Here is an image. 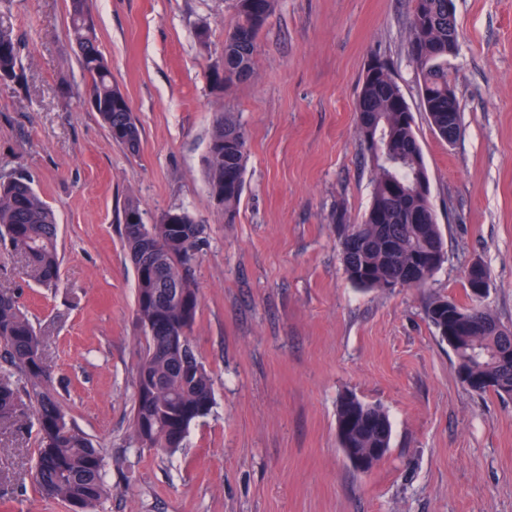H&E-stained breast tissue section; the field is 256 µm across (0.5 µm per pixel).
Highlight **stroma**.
<instances>
[{"label": "stroma", "instance_id": "obj_1", "mask_svg": "<svg viewBox=\"0 0 512 512\" xmlns=\"http://www.w3.org/2000/svg\"><path fill=\"white\" fill-rule=\"evenodd\" d=\"M99 48L142 127L138 154L83 103L69 0H0L22 86L0 84V177L26 174L56 210L61 281L48 289L0 247L44 345L56 397L105 455L100 512H512V398L477 394L425 316L430 297L470 302L465 271L489 275L485 306L512 328V0H454L448 61L463 132H433L407 53L412 0H277L255 76L225 89L206 73L236 0H89ZM209 24L210 42L195 38ZM386 60L415 118L447 260L430 288L362 292L339 257L338 223L371 200L353 115L362 77ZM245 126L235 223L205 177L213 121ZM184 209L205 226L192 332L214 379L211 412L159 456L130 439L143 333L122 212ZM381 404L391 448L366 474L336 445V405ZM30 421L0 431V512H69L34 481Z\"/></svg>", "mask_w": 512, "mask_h": 512}]
</instances>
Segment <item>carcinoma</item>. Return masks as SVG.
<instances>
[{"mask_svg": "<svg viewBox=\"0 0 512 512\" xmlns=\"http://www.w3.org/2000/svg\"><path fill=\"white\" fill-rule=\"evenodd\" d=\"M407 23V46L421 77L420 100L435 134L448 137V108L459 111L448 73V0H414ZM276 0H237L235 23L224 34V77L209 73L218 86L254 74L257 38L274 13ZM69 33L100 116L113 141L135 154L141 130L127 97L112 83V71L99 49L89 0H69ZM19 46L10 27L0 21V82L22 85ZM354 126L361 151L370 163L371 203L357 224L339 225L345 273L361 291L380 290L416 273L414 288L428 284L447 259L431 201L422 148L413 112L390 65L378 60L364 76ZM248 134L228 113L214 120L206 174L210 194H224V223L238 214L244 189ZM166 224L154 219L145 234L132 231L145 223V212L130 199L122 213V239L135 273V317L144 335L136 366L132 416L133 443L172 455L183 446L189 426L214 404L213 379L197 358L192 343L199 295L194 264L199 259L204 226L184 210H168ZM55 210L18 174L0 177V243L22 261L23 273L46 288L57 286L58 252ZM488 277L484 266L468 269L471 304L459 306L433 298L425 315L456 358L460 380L471 390L512 396V329L482 304L478 284ZM186 328L185 347L165 350L167 336ZM0 351L4 361L24 376V393L33 408L41 437L36 481L48 497L66 503L80 500L98 512L109 491L103 477L105 456L61 408L51 387L43 344L13 291L0 288ZM21 393L9 374L0 375V426L25 414ZM338 447L346 458L369 457L371 449L390 450L392 424L386 410L354 393L336 409Z\"/></svg>", "mask_w": 512, "mask_h": 512, "instance_id": "obj_1", "label": "carcinoma"}]
</instances>
